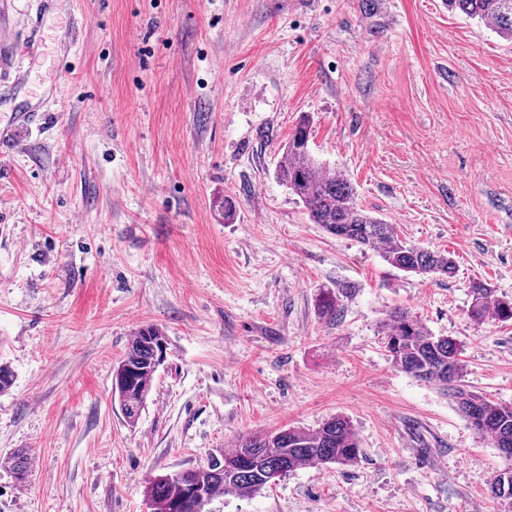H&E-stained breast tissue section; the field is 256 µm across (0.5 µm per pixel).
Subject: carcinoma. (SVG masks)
<instances>
[{"label": "carcinoma", "instance_id": "cac0c4a2", "mask_svg": "<svg viewBox=\"0 0 512 512\" xmlns=\"http://www.w3.org/2000/svg\"><path fill=\"white\" fill-rule=\"evenodd\" d=\"M448 7L489 25L503 39L512 41V0H448ZM313 118L303 113L282 146L276 179L304 204L309 220L326 232L381 251L383 260L398 270L450 278L454 260L404 240L393 225L362 208L351 182L331 174L310 149ZM470 319L512 321V301L500 298L482 281L470 284ZM340 298L331 291L319 301L320 314L332 319L340 311ZM383 345L394 368L433 383L449 394L461 416L478 433L485 434L504 454L507 464L490 483L492 495L508 501L512 494L496 492L502 481L512 482V405L499 404L463 384L465 364L460 345L447 336H435L407 309H391L381 324ZM168 337L159 327L146 325L131 336L126 353L112 373V393L129 425L138 422L152 382L159 369L161 345ZM362 455L357 432L341 415L322 422L314 430L299 427L238 438L231 448H221L207 465L158 475L145 487L152 512H200L221 494H256L274 481L306 466L336 464L354 466ZM31 458L17 450L0 458L20 483L30 471Z\"/></svg>", "mask_w": 512, "mask_h": 512}]
</instances>
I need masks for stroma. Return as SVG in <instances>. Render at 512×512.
<instances>
[{"instance_id":"obj_1","label":"stroma","mask_w":512,"mask_h":512,"mask_svg":"<svg viewBox=\"0 0 512 512\" xmlns=\"http://www.w3.org/2000/svg\"><path fill=\"white\" fill-rule=\"evenodd\" d=\"M2 60L0 455L32 466L0 468V512H151L150 478L336 415L357 465L207 512H504L499 450L393 367L380 323L407 308L512 404V322L468 316L472 279L512 300V42L444 0H0ZM305 112L313 155L454 277L310 222L273 175ZM148 324L169 355L131 427L112 369ZM31 458L23 450H17L8 456L1 457L0 468L7 469L20 483L24 482L30 471Z\"/></svg>"}]
</instances>
